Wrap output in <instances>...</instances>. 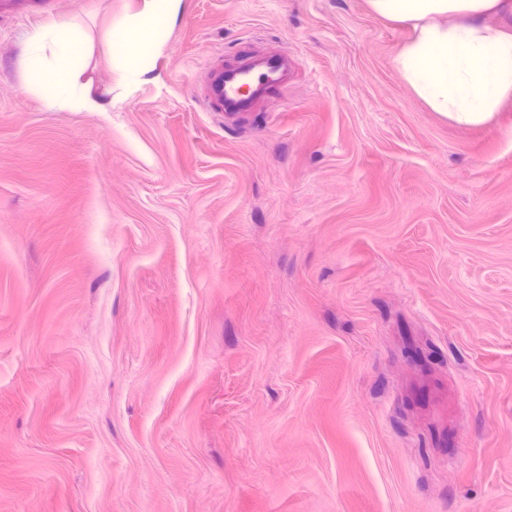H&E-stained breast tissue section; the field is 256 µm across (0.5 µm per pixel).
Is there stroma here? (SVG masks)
Segmentation results:
<instances>
[{"label": "stroma", "mask_w": 512, "mask_h": 512, "mask_svg": "<svg viewBox=\"0 0 512 512\" xmlns=\"http://www.w3.org/2000/svg\"><path fill=\"white\" fill-rule=\"evenodd\" d=\"M144 9L0 0V512H512V99L428 111L367 0H182L132 74ZM28 61L29 88L54 104L75 103L92 107L77 80L87 47L69 25L49 22L32 37ZM246 83L241 78L224 83V69L217 70L213 75L212 89L208 100L212 107L224 112V105H235L241 100L242 90Z\"/></svg>", "instance_id": "obj_1"}]
</instances>
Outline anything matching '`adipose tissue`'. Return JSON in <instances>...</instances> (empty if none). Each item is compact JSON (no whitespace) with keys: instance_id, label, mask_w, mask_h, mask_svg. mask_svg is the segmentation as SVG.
<instances>
[{"instance_id":"adipose-tissue-1","label":"adipose tissue","mask_w":512,"mask_h":512,"mask_svg":"<svg viewBox=\"0 0 512 512\" xmlns=\"http://www.w3.org/2000/svg\"><path fill=\"white\" fill-rule=\"evenodd\" d=\"M135 22L114 34L135 65L156 46L180 0H148ZM374 15L412 30L393 60L429 111L460 127L488 124L512 97V0H367ZM28 85L54 104L90 106L77 80L87 47L69 25L49 22L32 37Z\"/></svg>"}]
</instances>
